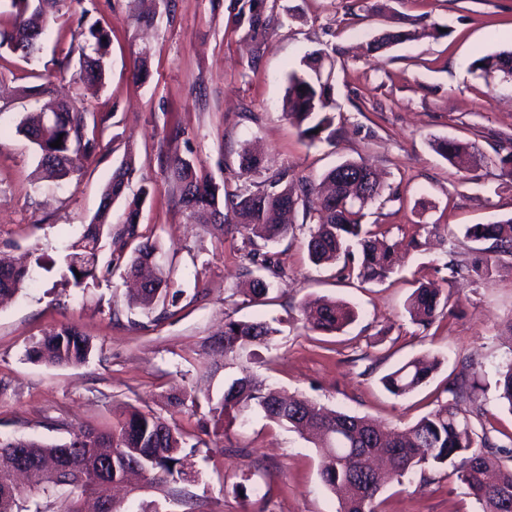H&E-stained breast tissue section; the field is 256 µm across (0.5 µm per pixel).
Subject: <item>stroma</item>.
Segmentation results:
<instances>
[{"mask_svg":"<svg viewBox=\"0 0 512 512\" xmlns=\"http://www.w3.org/2000/svg\"><path fill=\"white\" fill-rule=\"evenodd\" d=\"M276 0L277 22L262 47L235 28L234 0H65L46 27L38 61L0 49V257L46 255L32 281L0 305V439L69 441L85 429H105L132 409L175 417L186 430L209 426L202 445L188 453L196 477L195 510L166 487L131 479L118 512H336L323 484L322 458L298 433L253 412L230 429L213 428L207 407L173 415L172 394L219 400L224 386L248 373L266 387L390 428L415 423L445 402V388L460 372L483 386L484 423L495 428L503 464L512 463V413L498 398L497 372L512 362V257L501 256L492 281H449L446 263H472L478 252L463 236L468 224L512 216V179L500 157L512 151V85L488 89L470 70L475 59L512 46V0ZM150 14L151 26L137 21ZM102 20L112 36L102 86L80 90L71 74L54 81L56 100L82 98L88 111L110 113L105 147L62 180L43 177L33 145L16 126L39 111L32 96L37 73L64 56L80 15ZM416 38L364 53L391 27ZM445 35H435L436 27ZM335 47L332 70L336 136L309 143L282 111L288 75L312 51ZM146 57L149 74L133 75ZM475 143L485 155L461 175L433 149L435 139ZM254 149L260 183L284 171L291 180L319 183L346 160L365 161L382 176L381 201L365 223L383 225L403 242V259L383 282L358 286L349 278L360 263L317 266L305 247L307 226L295 212L293 233L265 246L285 271L266 299L253 300L241 267L245 233L195 223L178 201L167 158L192 162L213 182L234 191L244 177L240 154ZM134 174L126 197L149 185L140 230L159 245V261L184 291L170 318L153 323L127 310L123 267L109 268L111 244L99 253L95 286L63 287L65 246L77 241L100 207L102 190L125 153ZM449 294V304L428 326L410 320L405 304L419 284ZM318 297L345 301L358 317L343 331L304 326V305ZM121 308L111 318V308ZM278 321L280 333L253 358L224 365L210 343L225 319ZM72 324L94 344L86 363L53 366L26 358L43 336ZM428 356L440 365L414 392L395 396L382 377L406 361ZM425 484L411 473L384 486L383 512H481L468 488L448 468ZM245 483L248 499L233 492Z\"/></svg>","mask_w":512,"mask_h":512,"instance_id":"35a3bbf8","label":"stroma"}]
</instances>
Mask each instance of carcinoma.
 <instances>
[{"mask_svg": "<svg viewBox=\"0 0 512 512\" xmlns=\"http://www.w3.org/2000/svg\"><path fill=\"white\" fill-rule=\"evenodd\" d=\"M13 27L0 30V48H7L25 61L40 51L41 36L50 17L59 11L60 0H7ZM240 3L234 15L237 27L259 42L274 20V6L267 0H236ZM78 28L83 37L80 47L79 80L87 87L102 83L105 59L111 46V35L94 22L84 27L79 17ZM412 36L408 30L386 31L373 38L367 52H377ZM331 52L316 50L303 60V68L288 75L283 112L302 137L309 142L331 141L335 136V103L333 87L324 75V60ZM472 73L486 85L512 81V48L502 49L474 60ZM110 114H97L78 109L64 102L56 103L48 112L31 113L22 118L17 130L39 154V168L47 178H64L78 171L74 157H88L100 148V134ZM61 140V146L51 143ZM434 150L461 173L479 167L485 155L473 143L456 139H436ZM169 178L180 191V200L199 224H224L232 219L255 238L277 242L290 229L285 216L302 207L309 222L305 246L315 265L334 264L349 252L350 243L360 246L361 261L356 278L362 284L383 281L393 269L398 243H388L381 232L363 229L365 204L358 203L364 180L373 177L369 202L382 194V186L374 172L358 162H344L325 175L332 188L320 193L310 183H289L278 191H267L245 181L233 193H221L218 184L198 171L188 160L170 158L166 163ZM134 168L132 156L126 155L115 168L106 186L97 214L82 238L67 247L64 256L70 277L67 283L87 288L98 278V252L103 230L115 247L116 262L136 270L141 288L127 300L129 309L145 314L158 312V322L171 315L182 291L173 289V281L152 257L158 253L157 242L139 232V217L149 195L143 186L126 199L127 216L118 228L109 222L112 203L124 195ZM464 237L486 245L484 251L496 255H512V217L490 224H468ZM130 255H125L126 249ZM496 259L470 267L476 281L487 284L493 275ZM269 275H256L245 268L252 298L266 297L272 288L270 278H279L282 271L262 259ZM27 266L0 263V297L20 291L31 279ZM448 304V296L439 288L421 284L413 290L406 304L410 319L429 325L440 307ZM308 330L333 333L351 324L357 312L346 302L316 299L307 308ZM280 329L267 321L229 319L224 323L220 346L224 365H233L247 348L267 346ZM93 345L89 337L76 327L66 325L50 336L31 344L25 355L30 360L59 366L85 363ZM436 359H413L382 377L386 390L397 396L409 394L425 384L437 370ZM499 400L512 411V364L499 374ZM482 386L464 372L448 382V399L428 415L406 429L387 431L367 416L327 410L308 398H282L260 382L245 375L232 380L216 407V422L230 427L240 416L256 411L290 430L307 435L309 442L329 459L321 472L324 485L336 496L337 512H381L378 496L383 485L401 480L406 475L448 464L456 465L457 479L465 484L481 505L482 512H512V467L493 454L497 444L490 430L482 426L484 408L480 399ZM481 425V432L475 426ZM186 434L176 423L153 413L134 409L117 419L108 431L86 430L75 434L64 444H45L14 438L0 441V512H27L25 498L48 495L60 488L69 491L66 512H84L83 498L110 497L113 485L122 482L129 470L137 468L151 483L173 487L184 501L193 498L189 487L194 474L181 465L186 448ZM24 448L31 461L25 479L28 490L17 484L14 475L13 449ZM460 463H455V459Z\"/></svg>", "mask_w": 512, "mask_h": 512, "instance_id": "carcinoma-1", "label": "carcinoma"}]
</instances>
